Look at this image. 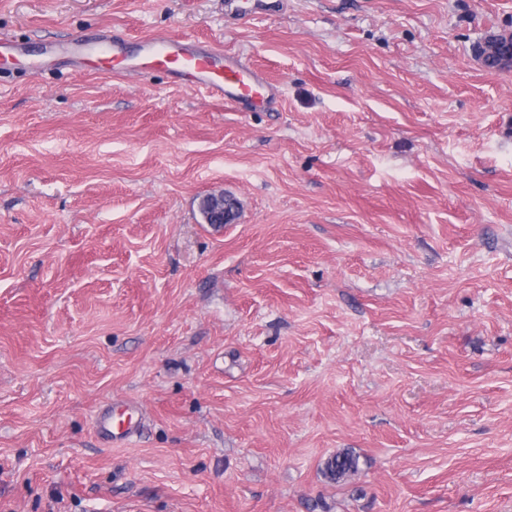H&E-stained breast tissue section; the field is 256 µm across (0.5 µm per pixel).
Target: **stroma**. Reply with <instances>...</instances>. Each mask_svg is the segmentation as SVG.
Masks as SVG:
<instances>
[{"mask_svg":"<svg viewBox=\"0 0 512 512\" xmlns=\"http://www.w3.org/2000/svg\"><path fill=\"white\" fill-rule=\"evenodd\" d=\"M509 32L512 0H0V512H512V60L473 53ZM84 36L280 98L45 52ZM139 52L152 60L153 67L175 64L177 75L189 76L194 88L221 97L224 103L237 108L255 97L271 102L279 95L277 86L241 58L217 53L191 41L152 38L139 44ZM203 217L208 224H229L234 218L235 203L224 194H211L203 198L201 209ZM129 413L128 421L115 424L113 411L110 407L101 409L95 416V428L97 433L106 441L115 443H129L141 430L142 410L137 403L127 404ZM326 478L336 483L351 479L358 472V456L345 450L329 456L322 469Z\"/></svg>","mask_w":512,"mask_h":512,"instance_id":"1","label":"stroma"}]
</instances>
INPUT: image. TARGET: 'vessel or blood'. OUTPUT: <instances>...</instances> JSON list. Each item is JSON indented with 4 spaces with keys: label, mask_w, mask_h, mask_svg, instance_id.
<instances>
[{
    "label": "vessel or blood",
    "mask_w": 512,
    "mask_h": 512,
    "mask_svg": "<svg viewBox=\"0 0 512 512\" xmlns=\"http://www.w3.org/2000/svg\"><path fill=\"white\" fill-rule=\"evenodd\" d=\"M140 53L151 59L153 66L175 64L176 73L188 76L194 88L224 99L234 107H243L253 98L273 101L279 90L265 76L233 55H224L189 41L152 38L141 42ZM128 419L115 423L111 408L101 409L95 417L97 433L111 443H128L139 435L142 410L128 403Z\"/></svg>",
    "instance_id": "1"
}]
</instances>
